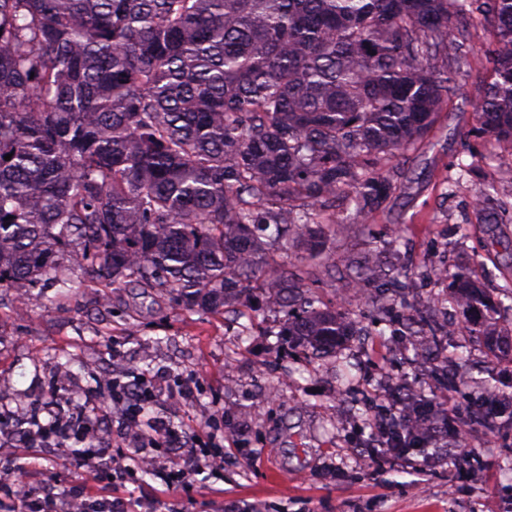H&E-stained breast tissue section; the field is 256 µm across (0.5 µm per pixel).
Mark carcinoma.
I'll return each instance as SVG.
<instances>
[{"label": "carcinoma", "instance_id": "carcinoma-1", "mask_svg": "<svg viewBox=\"0 0 512 512\" xmlns=\"http://www.w3.org/2000/svg\"><path fill=\"white\" fill-rule=\"evenodd\" d=\"M481 21L480 131L512 143V0H0V289L133 285L252 327L279 313L281 343L336 352L365 313L315 289L336 227L394 193L388 164L447 109ZM391 246L370 238L344 286L436 346L413 273L373 261ZM452 289L466 334L498 335L480 288ZM402 429L385 423L395 448Z\"/></svg>", "mask_w": 512, "mask_h": 512}]
</instances>
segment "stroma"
I'll return each instance as SVG.
<instances>
[{
    "mask_svg": "<svg viewBox=\"0 0 512 512\" xmlns=\"http://www.w3.org/2000/svg\"><path fill=\"white\" fill-rule=\"evenodd\" d=\"M491 39V28L472 29L459 94L424 142L393 162L395 193L363 223L345 225L336 235L341 264L362 253L368 236L402 228L404 246L382 260L419 271L413 305L440 321L451 310V290L436 282V272L471 274L494 298L512 290V145L500 143V159L492 163L475 133L474 106L489 80L485 47ZM461 164L469 168L462 181ZM482 187L489 198L480 204L475 193ZM107 295L103 305L90 292L36 294L23 314L15 310L14 292L0 295V449H10L0 452V499L18 482L30 503L66 512L68 492L94 483L142 500L145 512H216L225 495L244 512H512L511 426L490 438L474 429L478 454L461 465L441 461L427 446L384 461L360 410L385 408L391 397L358 396L359 386L376 389L385 378L400 377L405 396L436 398L447 391L433 364L409 363L403 353L409 337H377L346 375L332 357L310 358L281 345L279 337L247 333L243 319L187 311L139 288H111ZM447 345L463 357L448 364L461 422L469 421L482 387L512 395L511 357L460 335ZM56 357L73 362L58 386L50 383ZM95 364L113 373L135 370L157 395L150 417L191 431L211 427L201 452L223 456V470L180 480L164 470L136 472L113 483L101 456L122 445L118 408L85 443L88 466L71 465L51 443L23 447L17 408L35 402L78 411ZM190 372L198 376L192 397L170 407L168 386ZM341 390L357 395L358 408L342 409L336 399Z\"/></svg>",
    "mask_w": 512,
    "mask_h": 512,
    "instance_id": "35a3bbf8",
    "label": "stroma"
}]
</instances>
